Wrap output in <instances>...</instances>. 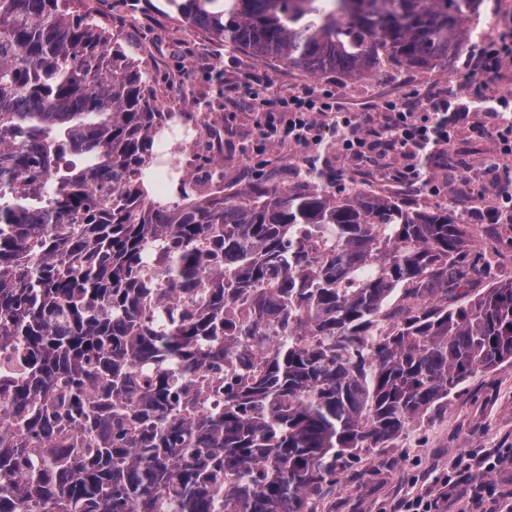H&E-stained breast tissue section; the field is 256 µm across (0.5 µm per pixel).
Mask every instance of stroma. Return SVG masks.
<instances>
[{
  "label": "stroma",
  "mask_w": 512,
  "mask_h": 512,
  "mask_svg": "<svg viewBox=\"0 0 512 512\" xmlns=\"http://www.w3.org/2000/svg\"><path fill=\"white\" fill-rule=\"evenodd\" d=\"M86 8L103 26L118 33L125 53L146 72L159 103L183 111L188 122L196 104L219 107L224 159L235 166L229 184L233 191L249 179L294 186L305 173L303 148L278 156L262 141L250 100L252 72L262 71L276 95L314 83L343 111L372 112L384 100L414 96L432 87L464 94L469 81L464 61L476 47L475 42H468L460 56L439 71L391 67L357 81L336 75L314 80L300 70L275 61L261 63L244 51L214 42L184 23L166 0H88ZM480 148L464 130L452 156L429 155L428 173L442 184L436 194L424 187L406 186L389 175L363 174L351 163L337 160L330 132L317 150L316 169L329 190L338 194L355 187L374 193L394 192L430 209L448 206L456 210L463 205L464 196L457 188L444 186L448 168L477 169L482 159ZM469 222L474 243L461 263L479 269L475 288L512 280V223H481L475 210ZM489 453L499 457L489 483L496 495L511 496L512 363L476 373L453 391L444 411L414 421L387 447L362 456L353 479L320 501L318 512H394L398 500L423 486L443 495V512H458L464 502L470 503L472 512H491V499L472 502L470 478L448 486L440 483L451 461L474 467Z\"/></svg>",
  "instance_id": "35a3bbf8"
}]
</instances>
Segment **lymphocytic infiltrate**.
I'll use <instances>...</instances> for the list:
<instances>
[{
  "mask_svg": "<svg viewBox=\"0 0 512 512\" xmlns=\"http://www.w3.org/2000/svg\"><path fill=\"white\" fill-rule=\"evenodd\" d=\"M512 62V26H504L495 40L478 47L467 63L475 82L469 98L449 106L448 96L432 90L420 97L388 100L381 104L380 118L341 111L339 105L313 86H305L288 98L269 94L263 76L252 75L253 100L263 120L262 139L285 134L297 146L318 145L324 129L334 132L337 158L354 161L370 172L392 174L409 186H431L423 158L428 150L454 147L459 129L490 142L491 162L479 178L467 169L449 170V182L464 193L488 194L490 206L483 214L488 224L512 216V194L502 191L512 181V102L496 94L495 79Z\"/></svg>",
  "mask_w": 512,
  "mask_h": 512,
  "instance_id": "obj_1",
  "label": "lymphocytic infiltrate"
}]
</instances>
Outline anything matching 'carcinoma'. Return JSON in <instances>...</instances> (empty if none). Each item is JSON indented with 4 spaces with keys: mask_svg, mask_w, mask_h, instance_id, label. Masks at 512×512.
I'll return each instance as SVG.
<instances>
[{
    "mask_svg": "<svg viewBox=\"0 0 512 512\" xmlns=\"http://www.w3.org/2000/svg\"><path fill=\"white\" fill-rule=\"evenodd\" d=\"M259 62L432 71L482 0H169ZM158 109L117 35L0 0V512H315L361 455L512 362L446 209L310 168L155 199Z\"/></svg>",
    "mask_w": 512,
    "mask_h": 512,
    "instance_id": "1",
    "label": "carcinoma"
}]
</instances>
